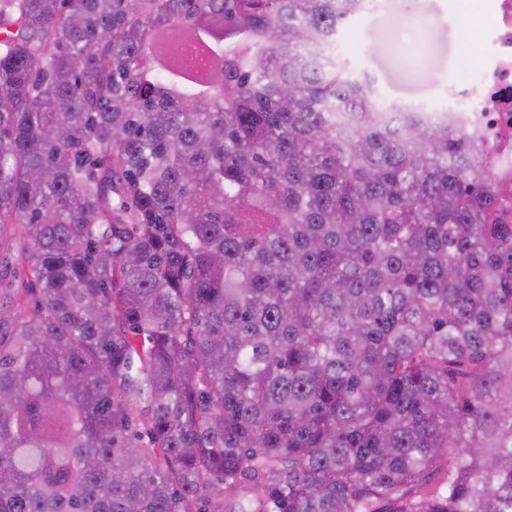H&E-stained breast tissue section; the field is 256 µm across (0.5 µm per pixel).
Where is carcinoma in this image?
Wrapping results in <instances>:
<instances>
[{"label":"carcinoma","instance_id":"cac0c4a2","mask_svg":"<svg viewBox=\"0 0 512 512\" xmlns=\"http://www.w3.org/2000/svg\"><path fill=\"white\" fill-rule=\"evenodd\" d=\"M375 8L0 0V512H512V224Z\"/></svg>","mask_w":512,"mask_h":512}]
</instances>
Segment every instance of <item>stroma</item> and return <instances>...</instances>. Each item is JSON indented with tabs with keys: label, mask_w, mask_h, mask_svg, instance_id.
<instances>
[{
	"label": "stroma",
	"mask_w": 512,
	"mask_h": 512,
	"mask_svg": "<svg viewBox=\"0 0 512 512\" xmlns=\"http://www.w3.org/2000/svg\"><path fill=\"white\" fill-rule=\"evenodd\" d=\"M348 21L336 51L353 70L370 71L381 99L421 106L448 98V88L478 57L473 0H377Z\"/></svg>",
	"instance_id": "stroma-1"
}]
</instances>
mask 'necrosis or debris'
<instances>
[{"instance_id":"4bbe7bcc","label":"necrosis or debris","mask_w":512,"mask_h":512,"mask_svg":"<svg viewBox=\"0 0 512 512\" xmlns=\"http://www.w3.org/2000/svg\"><path fill=\"white\" fill-rule=\"evenodd\" d=\"M470 22L481 46L478 65L452 84L447 102L419 115L428 122L448 118L475 142L484 172L504 189L493 221L512 224V0H489Z\"/></svg>"}]
</instances>
